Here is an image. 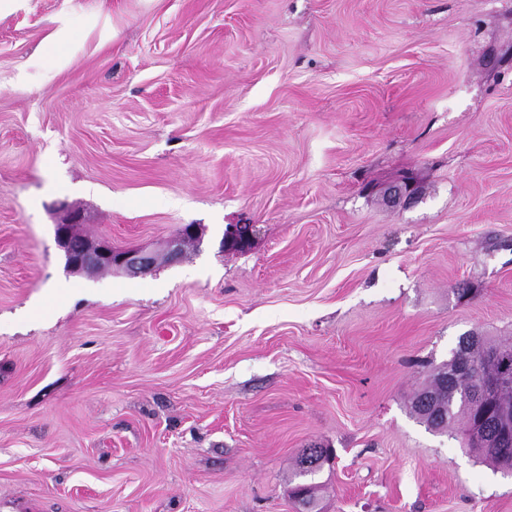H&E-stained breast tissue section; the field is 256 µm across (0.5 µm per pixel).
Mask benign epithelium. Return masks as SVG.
Segmentation results:
<instances>
[{"label": "benign epithelium", "mask_w": 512, "mask_h": 512, "mask_svg": "<svg viewBox=\"0 0 512 512\" xmlns=\"http://www.w3.org/2000/svg\"><path fill=\"white\" fill-rule=\"evenodd\" d=\"M418 197V184L410 171L402 172L385 190V200L392 204H410ZM61 210L63 217L54 228L55 241L68 259V271L91 276L101 265L109 263L113 270L137 277L147 274L154 267L155 258L152 253L142 249L115 248L109 241L92 246L81 254L78 261L71 260V249L63 227L78 223V214L65 206L61 207ZM253 236V225L235 224L228 229L226 244L233 245L239 241L249 244ZM483 361L493 367L491 374H481L477 364L463 358L458 362L455 377L472 374L477 376L469 394L471 408L476 411L475 424L483 427L492 426V444L505 449L512 445V407L500 406L497 393L502 387L512 385V360L502 356L499 351H487L483 355Z\"/></svg>", "instance_id": "obj_1"}]
</instances>
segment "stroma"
Segmentation results:
<instances>
[{
	"mask_svg": "<svg viewBox=\"0 0 512 512\" xmlns=\"http://www.w3.org/2000/svg\"><path fill=\"white\" fill-rule=\"evenodd\" d=\"M62 202L92 241L203 242L72 273ZM472 332L512 341V0L0 15V512H299L313 444L318 512H512L411 409ZM419 197L418 184L410 171L402 172L385 190V200L388 203L410 204Z\"/></svg>",
	"mask_w": 512,
	"mask_h": 512,
	"instance_id": "1",
	"label": "stroma"
}]
</instances>
